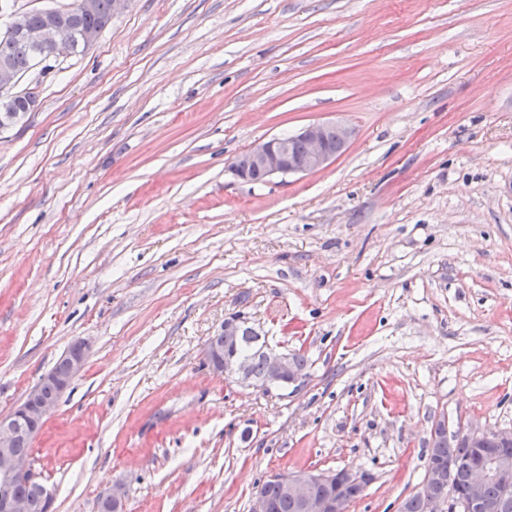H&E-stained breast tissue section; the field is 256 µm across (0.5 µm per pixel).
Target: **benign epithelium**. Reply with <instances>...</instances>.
Masks as SVG:
<instances>
[{"label": "benign epithelium", "mask_w": 512, "mask_h": 512, "mask_svg": "<svg viewBox=\"0 0 512 512\" xmlns=\"http://www.w3.org/2000/svg\"><path fill=\"white\" fill-rule=\"evenodd\" d=\"M0 34L5 37H18L28 42L35 51L38 63L69 57L75 51L72 39L63 33L58 20L53 16L45 19L39 26H31L25 15H16ZM20 79V72L10 63L1 62L0 97L17 96L14 89ZM332 129L338 134L341 150L346 149L355 134L353 128L338 123L318 122L294 134V137L304 145L302 153L291 152L288 137L277 136L238 155L231 163L230 170L244 181L249 180L255 171L263 173L268 180L319 171L340 154V150L332 149L328 143V132ZM87 352L88 346L84 340H74L62 357V366L41 379L43 383L50 377L54 379L55 394L43 395L40 385L37 384L30 388L20 404L0 412V512H25L24 502L13 493V485L20 481L32 485L46 502L47 512H54V496L33 468L31 457L17 455L13 448L28 420L46 422L58 406L60 396L82 372ZM261 352L267 365V382L275 383L284 378L289 379L291 383L302 384L306 381L307 374L304 369L292 364L288 352L278 350L268 343L263 344ZM202 363L229 382L242 387L260 389V385L247 376L245 366L239 360L225 355L224 350L209 339L204 344ZM433 434L448 437L450 446L460 440L467 442L472 448H482L489 440L503 444L512 443V430L489 429L474 422L450 434L446 420L441 419L434 425ZM454 466L463 470L466 475L468 512H481L485 484L500 478L503 472L509 470V463L505 460L492 463H477L469 459L457 460ZM277 480L298 512H348V508L343 506L346 502L345 489L350 485L364 483L367 475L352 468L336 471L303 470L279 474ZM319 485L327 489L325 494L316 493V487ZM417 495L426 504L425 512H455L458 509L453 491L437 470H428ZM125 500V488L115 485L100 502L115 512H124Z\"/></svg>", "instance_id": "7a95c632"}]
</instances>
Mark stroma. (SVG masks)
I'll return each mask as SVG.
<instances>
[{
    "mask_svg": "<svg viewBox=\"0 0 512 512\" xmlns=\"http://www.w3.org/2000/svg\"><path fill=\"white\" fill-rule=\"evenodd\" d=\"M0 132V411L73 340L32 443L55 512H249L274 474L351 467L398 512L431 430H512V0H123L34 67ZM324 169L231 161L317 122ZM243 313L305 354L269 393L202 363Z\"/></svg>",
    "mask_w": 512,
    "mask_h": 512,
    "instance_id": "obj_1",
    "label": "stroma"
}]
</instances>
